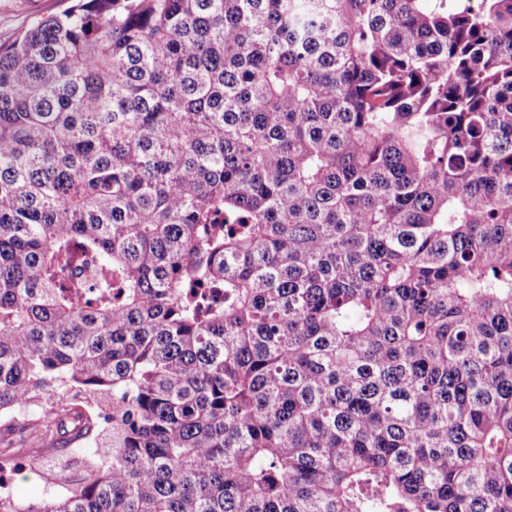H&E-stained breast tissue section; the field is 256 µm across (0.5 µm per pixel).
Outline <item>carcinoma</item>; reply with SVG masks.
Instances as JSON below:
<instances>
[{
  "mask_svg": "<svg viewBox=\"0 0 512 512\" xmlns=\"http://www.w3.org/2000/svg\"><path fill=\"white\" fill-rule=\"evenodd\" d=\"M0 512H512V0H72L0 44ZM11 494L22 505L38 502L43 495V485L38 476L28 472L17 473L13 479H7Z\"/></svg>",
  "mask_w": 512,
  "mask_h": 512,
  "instance_id": "1",
  "label": "carcinoma"
}]
</instances>
